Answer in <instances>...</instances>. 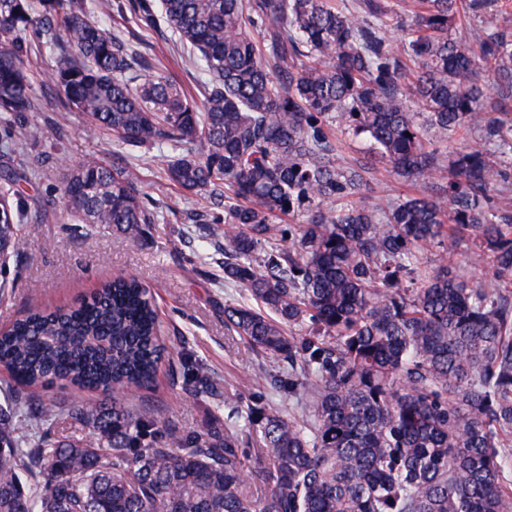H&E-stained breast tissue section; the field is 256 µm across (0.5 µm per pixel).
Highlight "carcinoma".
Wrapping results in <instances>:
<instances>
[{"label":"carcinoma","instance_id":"carcinoma-1","mask_svg":"<svg viewBox=\"0 0 512 512\" xmlns=\"http://www.w3.org/2000/svg\"><path fill=\"white\" fill-rule=\"evenodd\" d=\"M401 2L159 0L157 15L130 0L137 21L162 16L203 62L198 95L81 0H0V152H15L11 117L37 100L28 38L61 37L60 107L122 145L188 150L164 168L179 191L224 190V213L199 218L222 243L224 282L244 294L224 305V326L261 358L233 392L185 358L184 393L224 411L186 431L129 401L166 352L137 277L15 319L0 330L14 381L0 404V512H512V291L455 270L466 240L493 279L512 281V32L495 0H415L394 45L382 28ZM466 16L481 23L473 38L452 34ZM428 129L476 144L444 166ZM340 133L366 138L370 157L346 159ZM374 159L408 183L447 175L373 207ZM60 167L82 223L144 235L136 167ZM20 180L0 170L3 263L29 248L12 205ZM53 386L101 398L38 392ZM270 392L296 404L285 412Z\"/></svg>","mask_w":512,"mask_h":512}]
</instances>
